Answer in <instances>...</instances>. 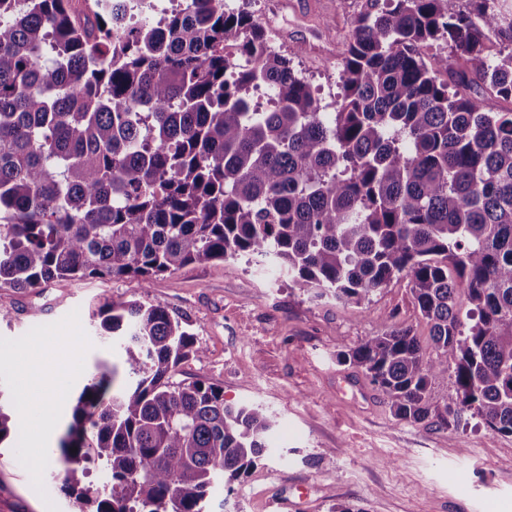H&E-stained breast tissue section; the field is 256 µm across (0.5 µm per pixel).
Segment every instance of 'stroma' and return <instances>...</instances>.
Listing matches in <instances>:
<instances>
[{
  "label": "stroma",
  "mask_w": 512,
  "mask_h": 512,
  "mask_svg": "<svg viewBox=\"0 0 512 512\" xmlns=\"http://www.w3.org/2000/svg\"><path fill=\"white\" fill-rule=\"evenodd\" d=\"M271 32V47L293 53L295 69L325 111L341 94L339 64L366 0H228ZM408 278L393 279L361 306L314 302L286 275L240 257L189 264L143 282L134 276L57 279L17 292L0 288V407L16 433L0 443V512H72L57 480V443L88 376H130L93 310L106 301L164 307L188 325L205 354L180 364L178 382L203 381L228 404H260L279 426L271 449L232 483H217L204 512H512V436L471 412L398 420L365 374L336 354L374 335L383 320L411 329L430 348V325ZM44 361L43 392L55 428L29 452L28 405L20 356Z\"/></svg>",
  "instance_id": "obj_1"
}]
</instances>
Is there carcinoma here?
Masks as SVG:
<instances>
[{"mask_svg":"<svg viewBox=\"0 0 512 512\" xmlns=\"http://www.w3.org/2000/svg\"><path fill=\"white\" fill-rule=\"evenodd\" d=\"M129 2L124 17L112 0H0V288L148 282L249 256L313 301L359 306L405 275L435 358L385 322L338 361L401 421L469 410L512 435V111L468 94L480 81L512 100V50L484 35L512 45V11L366 0L328 119L251 14L180 0L155 27L153 0ZM440 40L454 54L434 69L417 49ZM93 316L134 382L84 384L58 443L62 490L79 512H204L277 416L173 382L204 350L164 307L112 301ZM449 352L456 392L441 409L429 391ZM91 459L109 472L96 488L78 475Z\"/></svg>","mask_w":512,"mask_h":512,"instance_id":"cac0c4a2","label":"carcinoma"}]
</instances>
